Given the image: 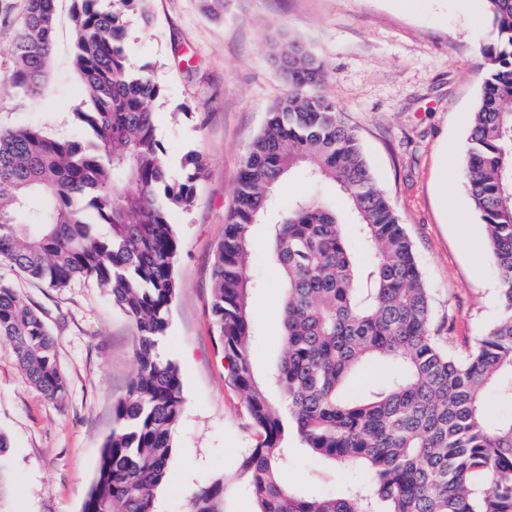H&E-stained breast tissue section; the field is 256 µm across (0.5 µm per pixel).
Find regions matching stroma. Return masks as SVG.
Segmentation results:
<instances>
[{"instance_id":"1","label":"stroma","mask_w":512,"mask_h":512,"mask_svg":"<svg viewBox=\"0 0 512 512\" xmlns=\"http://www.w3.org/2000/svg\"><path fill=\"white\" fill-rule=\"evenodd\" d=\"M0 16V127L35 126L77 140L73 118L80 78L73 63L74 0H56V28L43 96L19 95L8 81L11 45L25 0ZM151 24L130 17L123 44L134 70L161 89L153 103L155 135L166 179L180 181L186 154L200 152L207 174L193 205L169 220L179 238L177 293L165 357L179 365L184 407L168 485L154 493L157 512H189L198 487L225 480L224 512H254V497L236 473L256 443L244 394L224 369L210 301L212 251L223 235L237 176L270 108L287 84L272 57L273 42L298 38L326 67L325 93L358 135L377 186L396 207L415 246L434 320L450 330V346L466 354L499 313V281L485 229L461 171L471 116L492 39L484 0H227L223 13L200 0H152ZM277 206L298 198L337 200V189L297 172L274 192ZM465 214L467 223L456 221ZM252 297L259 342L258 374L281 354L280 274L263 230L255 232ZM0 277L34 308L50 330L68 381L64 404L47 400L0 337V433L10 442L13 490L0 512H81L99 448L114 426L113 407L134 372V332L125 314L90 279L55 290L7 265ZM360 469L310 456L291 443L282 463L288 484L334 493Z\"/></svg>"}]
</instances>
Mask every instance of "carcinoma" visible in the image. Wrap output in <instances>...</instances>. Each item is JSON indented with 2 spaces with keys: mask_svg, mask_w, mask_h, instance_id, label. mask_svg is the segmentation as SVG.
<instances>
[{
  "mask_svg": "<svg viewBox=\"0 0 512 512\" xmlns=\"http://www.w3.org/2000/svg\"><path fill=\"white\" fill-rule=\"evenodd\" d=\"M151 0H75L74 65L82 82L74 116L86 139L34 127L0 130V261L58 290L91 278L129 319L135 371L99 448L82 512H155L169 479L183 412L180 367L159 353L177 282L179 239L171 209L194 202L206 160L191 152L168 183L154 135L160 87L131 70L128 18L150 22ZM494 43L481 49L487 77L472 115L463 176L499 277L497 322L465 355L435 324L413 244L376 187L354 131L322 91L323 63L302 41L273 48L288 84L238 174L224 235L213 252L212 322L230 383L243 391L260 435L237 463L257 512H512V413L488 415L485 394L512 409V0H486ZM55 0H26L8 81L44 94ZM301 168L347 198L354 236L336 205L299 199L267 225L282 281V355L263 379L249 274L254 227L273 187ZM0 336L29 382L53 402L67 382L42 318L0 278ZM364 363L393 372L361 397L345 392ZM288 407L283 415L271 393ZM319 459L364 467L334 496L281 481L289 437ZM191 512H224V479L192 496Z\"/></svg>",
  "mask_w": 512,
  "mask_h": 512,
  "instance_id": "cac0c4a2",
  "label": "carcinoma"
}]
</instances>
